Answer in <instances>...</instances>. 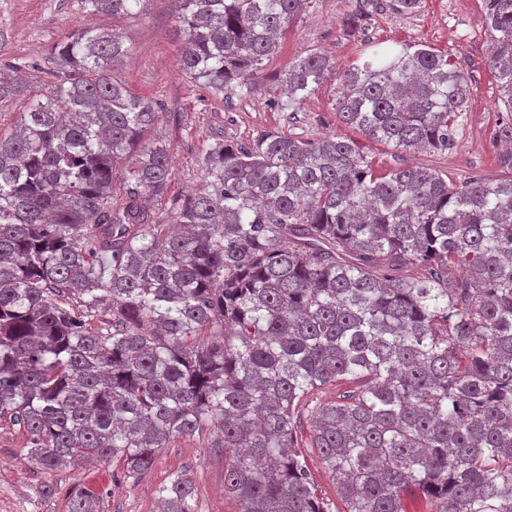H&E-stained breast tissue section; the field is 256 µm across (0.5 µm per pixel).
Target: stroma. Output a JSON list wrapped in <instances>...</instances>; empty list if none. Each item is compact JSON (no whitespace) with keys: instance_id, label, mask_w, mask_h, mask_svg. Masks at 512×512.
Returning <instances> with one entry per match:
<instances>
[{"instance_id":"obj_1","label":"stroma","mask_w":512,"mask_h":512,"mask_svg":"<svg viewBox=\"0 0 512 512\" xmlns=\"http://www.w3.org/2000/svg\"><path fill=\"white\" fill-rule=\"evenodd\" d=\"M176 7L175 0H147L140 16L124 22L128 59L117 73L132 93L162 104L156 132L170 150L174 175L157 217H167L175 202L202 188L203 145L243 144L264 131L357 141L382 173L420 166L455 180L512 177L499 162L496 130L512 113L499 98L488 63L486 0H421L409 14L394 12L388 0H312L293 20L278 55L252 73L247 96L234 89L213 91L182 72ZM111 25V15L86 13L79 0H0V68L18 57L53 67L55 45L74 29ZM395 44L430 46L468 77V107L449 150L404 152L362 137L337 116V75L299 104L289 103L280 88L288 63L307 53L326 55L339 72ZM27 451L22 429L0 418V512H67L80 491L97 494L103 512H155L157 490L180 472L193 481L199 512H237L235 500L224 493L223 456L193 438L174 439L152 469L136 477L125 476L120 462L106 459L45 475L31 467Z\"/></svg>"}]
</instances>
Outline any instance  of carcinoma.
I'll use <instances>...</instances> for the list:
<instances>
[{"instance_id": "obj_1", "label": "carcinoma", "mask_w": 512, "mask_h": 512, "mask_svg": "<svg viewBox=\"0 0 512 512\" xmlns=\"http://www.w3.org/2000/svg\"><path fill=\"white\" fill-rule=\"evenodd\" d=\"M147 0H80L121 19ZM181 65L222 91L276 54L312 0H176ZM489 67L512 112V0H488ZM117 29L57 45L29 90L0 70V102L26 98L0 136V418L51 473L91 459L129 476L178 437L224 455L239 512H329L301 461L314 448L343 512H512V177L383 174L355 141L261 132L200 149L205 188L162 222L173 171L147 134L159 103L113 76ZM335 70L309 53L282 82L300 103ZM468 82L448 56L399 44L346 70L336 112L409 151L451 148ZM512 170V120L499 127ZM126 194L112 197L115 179ZM412 265L414 277L396 271ZM112 301V330L64 306ZM357 387L326 401L324 390ZM313 417L308 440L300 419ZM191 478L160 512H199ZM68 512H101L88 492Z\"/></svg>"}]
</instances>
